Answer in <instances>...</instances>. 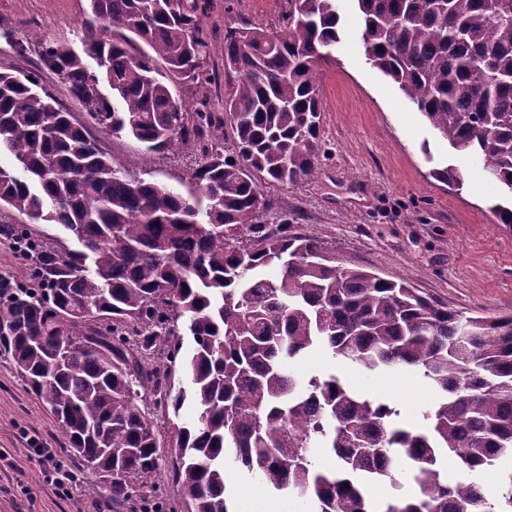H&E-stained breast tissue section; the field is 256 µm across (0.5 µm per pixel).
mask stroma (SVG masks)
<instances>
[{"label": "stroma", "instance_id": "stroma-1", "mask_svg": "<svg viewBox=\"0 0 512 512\" xmlns=\"http://www.w3.org/2000/svg\"><path fill=\"white\" fill-rule=\"evenodd\" d=\"M285 6V0H211L204 25L213 49L206 67L223 71L227 25L273 31ZM88 11V0H0V71H37L41 84L82 123L87 113L64 81L37 69L40 47L30 37L80 48ZM339 11L344 31L321 82V167L300 186H264L273 207L261 212V222L278 223L280 213H287L292 232L325 242L337 264L410 283L464 315L512 314V228L490 211L494 184L480 163L434 137L397 87L367 64L352 0H340ZM17 41L27 43L25 54L14 51ZM101 145L114 166L177 188L189 182L199 161L197 152L177 147L150 152L124 135L102 137ZM446 165L462 171L463 186L452 188L432 177V169ZM294 370L301 377L330 371L361 393L387 397L400 409L401 422L411 426L434 398L418 373H372L335 363L319 351L300 359ZM153 419L160 441L154 496L134 489L116 502L107 487L89 494L92 472L67 451L55 420L13 361L0 356V512H186L169 478L168 425L161 412ZM46 449L74 474L72 496L60 495L47 480L41 457ZM225 479L234 512H248L252 494L275 512L310 510L302 499L272 491L234 463H226Z\"/></svg>", "mask_w": 512, "mask_h": 512}]
</instances>
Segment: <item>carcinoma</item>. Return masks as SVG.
<instances>
[{
	"label": "carcinoma",
	"instance_id": "1",
	"mask_svg": "<svg viewBox=\"0 0 512 512\" xmlns=\"http://www.w3.org/2000/svg\"><path fill=\"white\" fill-rule=\"evenodd\" d=\"M88 2L83 51L44 39L41 63L99 132L202 154L185 193L134 178L36 73L0 72V148L13 157L0 166V208L59 224L82 246L30 244L38 287L0 292V354L96 475L89 493L107 483L120 501L155 487L158 431L137 404L144 392L164 414L179 416L187 400L195 410L169 424L171 481L190 512H233L227 460L312 512H512V469H496L512 457V314L464 317L336 264L324 242L291 232L286 211L273 227L258 220L262 185L296 187L320 168L337 0H287L271 32L226 27L222 112L180 95L218 79L204 66L210 0ZM355 2L367 63L438 138L481 159L501 195L495 216L512 226V0ZM182 329L194 341L187 355ZM314 351L369 372L413 370L434 399L419 425L402 426L388 398L334 373L298 377L293 364ZM177 371L189 390L173 389ZM315 448L336 470L317 467ZM402 472L412 493L372 498L378 482L401 490ZM487 473L491 496L478 480Z\"/></svg>",
	"mask_w": 512,
	"mask_h": 512
}]
</instances>
